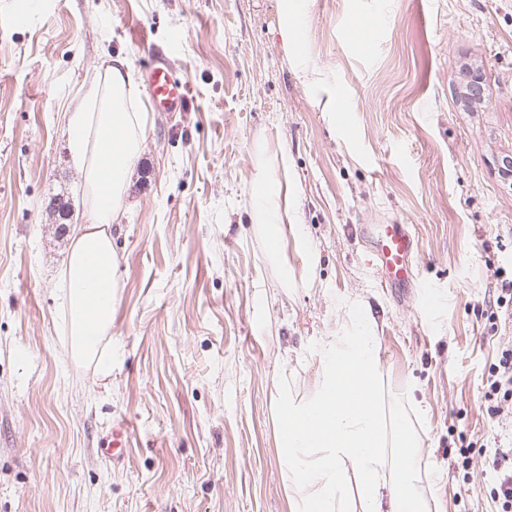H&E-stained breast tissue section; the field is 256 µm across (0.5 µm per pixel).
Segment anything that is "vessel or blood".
Instances as JSON below:
<instances>
[{
  "instance_id": "1",
  "label": "vessel or blood",
  "mask_w": 512,
  "mask_h": 512,
  "mask_svg": "<svg viewBox=\"0 0 512 512\" xmlns=\"http://www.w3.org/2000/svg\"><path fill=\"white\" fill-rule=\"evenodd\" d=\"M168 53L155 49L147 67L153 108L168 112L184 111L191 89L187 81L172 75L167 64ZM367 233L371 239V264L376 269L382 287L397 288L413 278L412 258L416 251V237L404 224H373Z\"/></svg>"
}]
</instances>
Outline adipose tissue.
Here are the masks:
<instances>
[{
	"label": "adipose tissue",
	"instance_id": "1",
	"mask_svg": "<svg viewBox=\"0 0 512 512\" xmlns=\"http://www.w3.org/2000/svg\"><path fill=\"white\" fill-rule=\"evenodd\" d=\"M126 58H112L102 81L74 101L67 116L70 151L92 199L94 221L71 227V247L60 275L72 355L112 371L99 346L112 329L116 262L110 228L141 149V113L131 106L136 85L125 79ZM288 187L261 180L254 212L281 255L287 244L305 248L300 226H288ZM349 323L317 341L320 371L313 395L276 389V442L287 470L292 512H429L434 475L412 452L403 392L383 389L380 344L367 308L349 304ZM354 475L355 496L346 492Z\"/></svg>",
	"mask_w": 512,
	"mask_h": 512
}]
</instances>
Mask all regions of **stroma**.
Masks as SVG:
<instances>
[{
	"label": "stroma",
	"instance_id": "stroma-1",
	"mask_svg": "<svg viewBox=\"0 0 512 512\" xmlns=\"http://www.w3.org/2000/svg\"><path fill=\"white\" fill-rule=\"evenodd\" d=\"M308 16L310 85L281 0H38L28 25L0 22V512H290L275 390L312 395L313 339L351 300L376 321L383 383L410 392L437 512H497L490 455L512 448V407L490 416L483 381L512 345L490 307L512 275V0H309ZM177 32L191 102L154 111L139 90L101 384L70 354L58 283L70 238L54 201L93 220L67 110L114 55L139 82ZM261 176L292 189L313 284H280L306 256L272 257L252 213ZM368 224L415 234L407 291L374 278ZM118 418L135 445L115 467L100 446ZM284 4V24L282 26V36L285 47L290 55L296 60L298 71L302 80L313 83V74L309 72L306 57L299 48L297 37L298 15L306 7V1L283 0Z\"/></svg>",
	"mask_w": 512,
	"mask_h": 512
}]
</instances>
